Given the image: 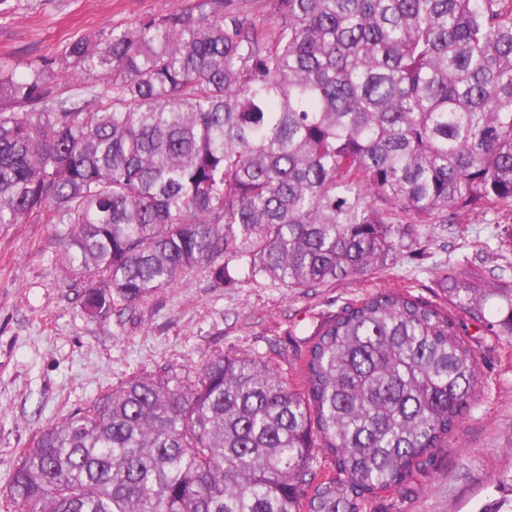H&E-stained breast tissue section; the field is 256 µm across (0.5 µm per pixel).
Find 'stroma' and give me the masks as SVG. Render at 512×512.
Here are the masks:
<instances>
[{"label":"stroma","instance_id":"obj_1","mask_svg":"<svg viewBox=\"0 0 512 512\" xmlns=\"http://www.w3.org/2000/svg\"><path fill=\"white\" fill-rule=\"evenodd\" d=\"M187 0H10L0 12V63L59 55L72 39L131 28ZM51 224L0 228V498L36 432L120 381L164 367H194L213 354L256 353L299 368L311 335L343 307L395 289L446 307L442 269L512 281V213L475 209L438 224L430 241L384 268L298 291L270 281L215 287L199 267L124 315L80 312L82 278L67 274ZM454 318L475 349L481 397L447 449L416 474L414 493L373 497L368 512H496L512 504V338L496 335L493 310L478 325Z\"/></svg>","mask_w":512,"mask_h":512}]
</instances>
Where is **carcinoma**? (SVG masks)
I'll use <instances>...</instances> for the list:
<instances>
[{"label": "carcinoma", "instance_id": "carcinoma-1", "mask_svg": "<svg viewBox=\"0 0 512 512\" xmlns=\"http://www.w3.org/2000/svg\"><path fill=\"white\" fill-rule=\"evenodd\" d=\"M479 207L512 211V0H190L0 66V227L57 225L90 319L202 266L364 275ZM443 274L512 336V288ZM479 396L453 315L388 290L314 332L297 385L231 351L121 382L21 450L9 503L367 512Z\"/></svg>", "mask_w": 512, "mask_h": 512}]
</instances>
